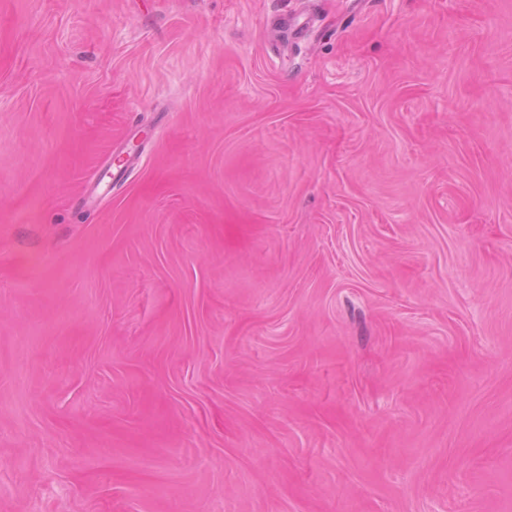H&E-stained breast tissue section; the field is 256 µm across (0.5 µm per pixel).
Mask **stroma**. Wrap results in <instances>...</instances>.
<instances>
[{"label": "stroma", "mask_w": 512, "mask_h": 512, "mask_svg": "<svg viewBox=\"0 0 512 512\" xmlns=\"http://www.w3.org/2000/svg\"><path fill=\"white\" fill-rule=\"evenodd\" d=\"M0 512H512V0H0Z\"/></svg>", "instance_id": "stroma-1"}]
</instances>
